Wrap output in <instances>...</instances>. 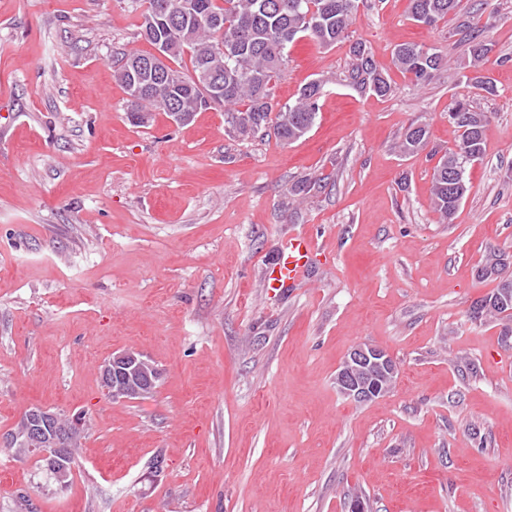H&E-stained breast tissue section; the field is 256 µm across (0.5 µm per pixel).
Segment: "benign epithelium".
I'll use <instances>...</instances> for the list:
<instances>
[{
    "mask_svg": "<svg viewBox=\"0 0 512 512\" xmlns=\"http://www.w3.org/2000/svg\"><path fill=\"white\" fill-rule=\"evenodd\" d=\"M394 378L398 368L392 355L383 347L359 344L352 348L336 373V388L345 397L358 402L375 401L385 393L377 392L372 378L375 372ZM161 370L143 354L124 350L112 355L102 370V383L106 394L114 401H130L143 394L144 384L155 385ZM79 425L63 424L62 414L34 406L20 418V430L0 438L6 448H26L36 452L41 448H69Z\"/></svg>",
    "mask_w": 512,
    "mask_h": 512,
    "instance_id": "1",
    "label": "benign epithelium"
}]
</instances>
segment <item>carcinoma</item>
Instances as JSON below:
<instances>
[{
	"instance_id": "obj_1",
	"label": "carcinoma",
	"mask_w": 512,
	"mask_h": 512,
	"mask_svg": "<svg viewBox=\"0 0 512 512\" xmlns=\"http://www.w3.org/2000/svg\"><path fill=\"white\" fill-rule=\"evenodd\" d=\"M169 10L179 21L157 14L159 0H148L140 15V34L154 47L165 48L171 64L163 66L166 77L158 80L146 65L152 53H124L113 69V78L128 95H133L134 80L143 88L140 99L129 104L127 112L134 123L139 113L159 109L176 122H189L195 113L213 106L224 108V123L229 132L243 139L273 129L283 142L303 137L316 123L319 101L325 84L312 80L303 85L296 98L279 105L274 102L272 81L286 62V48L296 39L308 38L321 47H331L349 38L359 0H167ZM412 19L436 27L454 13L460 0H409ZM470 41V66L477 69L492 51V44L467 35ZM190 54L191 70L182 66ZM350 67L345 81L358 92L379 97L391 95L394 81L375 61L365 43L357 40L349 48ZM393 69L414 86L428 82L436 72L448 67L446 56L434 48L405 43L392 53ZM210 76L224 81V93L206 100L201 86ZM448 120L458 132L455 148L439 157L433 168L432 205L441 223L453 221L469 191V169L483 158L484 129L489 118L462 98L448 110ZM429 144L426 125L411 123L396 148L414 156ZM480 276L497 281L493 291L479 299L483 310L469 317L481 324L492 316L512 317V265L504 255L489 254L480 267ZM73 471V451L61 457L58 448H46L38 455L46 484L59 489L68 481L57 480L60 463Z\"/></svg>"
}]
</instances>
